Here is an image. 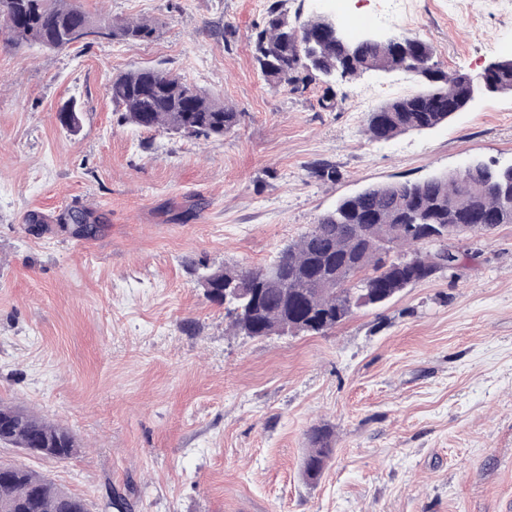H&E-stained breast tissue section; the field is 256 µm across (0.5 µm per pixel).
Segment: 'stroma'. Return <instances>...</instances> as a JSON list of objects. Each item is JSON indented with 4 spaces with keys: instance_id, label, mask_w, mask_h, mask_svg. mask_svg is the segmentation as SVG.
<instances>
[{
    "instance_id": "1",
    "label": "stroma",
    "mask_w": 512,
    "mask_h": 512,
    "mask_svg": "<svg viewBox=\"0 0 512 512\" xmlns=\"http://www.w3.org/2000/svg\"><path fill=\"white\" fill-rule=\"evenodd\" d=\"M81 2L157 32L65 50L0 34V401L80 444L66 460L0 444V463L93 512H112V493L126 512H512V224L449 240L453 272L324 335L227 334L197 281L272 263L366 186L512 165V93L372 141L369 113L421 81L269 84L251 38L271 0ZM375 13L449 73L512 56V0H349L340 18ZM142 67L215 95L239 125L204 141L121 121L109 82ZM69 104L75 133L57 118ZM323 161L335 181L313 175ZM77 201L99 216L95 237L60 227ZM33 212L42 234L26 229ZM315 425L334 451L311 481Z\"/></svg>"
}]
</instances>
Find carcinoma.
<instances>
[{
    "instance_id": "1",
    "label": "carcinoma",
    "mask_w": 512,
    "mask_h": 512,
    "mask_svg": "<svg viewBox=\"0 0 512 512\" xmlns=\"http://www.w3.org/2000/svg\"><path fill=\"white\" fill-rule=\"evenodd\" d=\"M285 0L268 7L265 24L255 29L253 50L264 78L297 90L329 69L360 76L370 69L395 71L403 61L389 48L365 42L354 56L333 40H316L309 70L298 56V41L280 20ZM90 27L105 40L149 41L155 26L148 20L92 14L79 0H0V32L18 46L51 50L69 48L78 31ZM408 71L421 79L417 94L394 99L369 114L365 132L371 140H389L433 129L465 108L482 77L449 74L435 60L431 44L418 38ZM495 79L512 92V64L505 61ZM108 93L125 122L188 136L222 138L239 125L242 113L177 75L142 68L112 78ZM62 224H96L97 217L76 202L60 216ZM512 224V166L494 169L474 161L462 171L420 181L374 184L341 198L296 242L280 250L270 267L226 266L199 280L207 296L224 305L226 328L250 337H266L281 327L324 335L355 310L381 306L404 288L457 266L447 247L415 251L410 258H390L430 235L444 242L471 232L489 235ZM310 448L303 472L316 478L333 453V431L317 425L308 431ZM0 444L43 448L45 457L64 460L79 445L62 426L0 401ZM0 512H90L87 500L29 469L0 464Z\"/></svg>"
}]
</instances>
